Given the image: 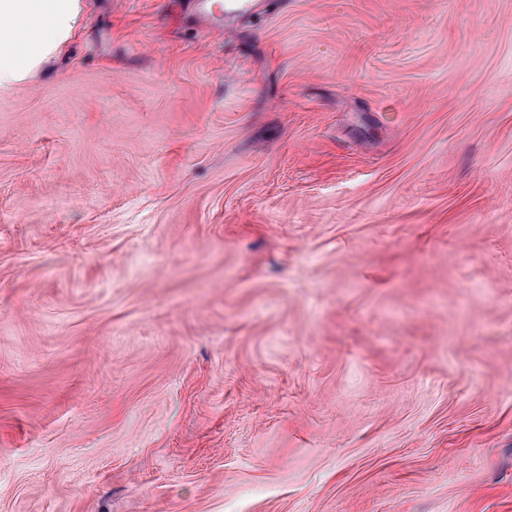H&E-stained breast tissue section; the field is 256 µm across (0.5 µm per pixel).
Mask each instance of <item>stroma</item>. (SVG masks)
<instances>
[{
    "label": "stroma",
    "mask_w": 512,
    "mask_h": 512,
    "mask_svg": "<svg viewBox=\"0 0 512 512\" xmlns=\"http://www.w3.org/2000/svg\"><path fill=\"white\" fill-rule=\"evenodd\" d=\"M0 90V512H512V0H82Z\"/></svg>",
    "instance_id": "1"
}]
</instances>
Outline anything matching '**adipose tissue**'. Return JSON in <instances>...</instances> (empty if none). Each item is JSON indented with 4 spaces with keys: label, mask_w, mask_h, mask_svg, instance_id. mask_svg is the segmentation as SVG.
Masks as SVG:
<instances>
[{
    "label": "adipose tissue",
    "mask_w": 512,
    "mask_h": 512,
    "mask_svg": "<svg viewBox=\"0 0 512 512\" xmlns=\"http://www.w3.org/2000/svg\"><path fill=\"white\" fill-rule=\"evenodd\" d=\"M80 16L81 0H0V87L59 54Z\"/></svg>",
    "instance_id": "adipose-tissue-1"
}]
</instances>
